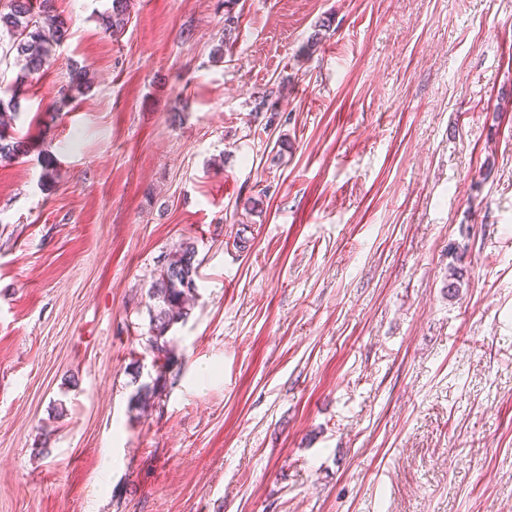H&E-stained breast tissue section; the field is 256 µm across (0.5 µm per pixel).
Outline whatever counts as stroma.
I'll use <instances>...</instances> for the list:
<instances>
[{
  "instance_id": "stroma-1",
  "label": "stroma",
  "mask_w": 512,
  "mask_h": 512,
  "mask_svg": "<svg viewBox=\"0 0 512 512\" xmlns=\"http://www.w3.org/2000/svg\"><path fill=\"white\" fill-rule=\"evenodd\" d=\"M238 7L220 60L223 0H131L116 33L112 0H55L25 78L0 39L29 148L0 165V512H512V0ZM195 246L184 242L157 272L149 288V298L157 304L150 308L148 344L157 356L163 357L165 369L175 362L168 333L187 315V304L197 291ZM167 378L166 372L160 371L159 375L150 384H144L137 388L134 394L130 398V404L132 407L145 411L150 406V401L157 398L163 389L166 388Z\"/></svg>"
}]
</instances>
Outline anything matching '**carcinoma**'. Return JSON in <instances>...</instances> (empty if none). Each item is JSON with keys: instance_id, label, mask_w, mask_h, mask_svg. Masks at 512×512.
I'll return each mask as SVG.
<instances>
[{"instance_id": "1", "label": "carcinoma", "mask_w": 512, "mask_h": 512, "mask_svg": "<svg viewBox=\"0 0 512 512\" xmlns=\"http://www.w3.org/2000/svg\"><path fill=\"white\" fill-rule=\"evenodd\" d=\"M54 0H40L38 15L32 13L31 0H8L7 11L0 10V30L12 38L11 48L16 50L17 59L23 62V73L35 75L49 63L53 47L60 45L68 35L67 22L55 14ZM236 0H224V43L215 48L223 52L237 39L241 14L233 11ZM128 0H112V13L105 16L106 26L117 32L124 26ZM86 85V73L76 71L69 85L59 90L63 98H73L82 93ZM280 90H266L255 98L253 112L271 113L268 122L274 121L279 112ZM26 154L25 141L0 132V162L10 163ZM195 246L184 242L157 272L149 288V298L156 302L150 310L148 344L157 356L166 360L163 371L150 384L137 388L130 398L132 407L141 411L150 406L166 388V370L174 363L173 349L168 333L187 315V304L197 291V267Z\"/></svg>"}]
</instances>
